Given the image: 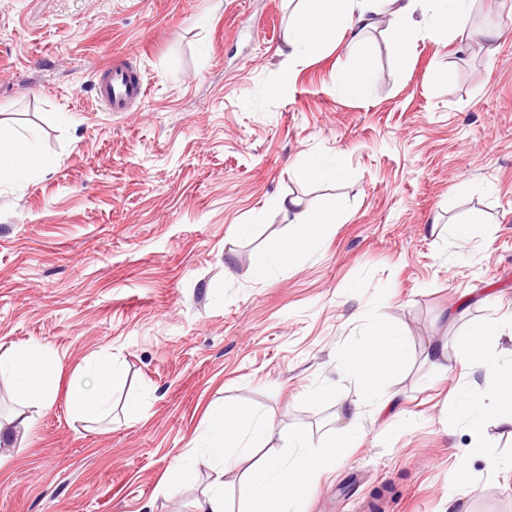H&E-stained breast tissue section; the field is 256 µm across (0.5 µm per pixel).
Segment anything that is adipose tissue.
I'll return each mask as SVG.
<instances>
[{"instance_id": "adipose-tissue-1", "label": "adipose tissue", "mask_w": 512, "mask_h": 512, "mask_svg": "<svg viewBox=\"0 0 512 512\" xmlns=\"http://www.w3.org/2000/svg\"><path fill=\"white\" fill-rule=\"evenodd\" d=\"M470 3L471 0H316L312 8L292 16L286 45L290 54L316 55L323 51L331 34L342 32L350 43L357 44L368 30L384 21L394 31L397 49L403 53L418 35L439 27L450 28L461 38L470 36ZM48 165L35 141L0 131L1 179H18ZM277 207L290 217L296 230L258 261L254 273L260 278L292 264L301 250L319 243L343 217V205L336 199L311 210L304 208L300 198L283 196ZM505 328L503 320H489L462 339L466 357L473 367L484 371L487 383L473 385L470 402L453 403L449 411L475 431L487 411L495 415L498 425L512 429V357L496 355L488 347L490 339L501 336ZM405 362V338L381 327L367 332L364 340L341 358L347 371L380 396L378 409L382 412L394 405L388 388ZM54 375L55 359L47 348L22 345L0 356V377L9 381L17 403L16 410L0 421V442L12 440L13 429H32L35 412L51 408L61 398ZM123 376L122 365L115 362L87 366L83 374L71 379L62 398L76 419H105L112 412L113 388ZM275 437L286 443L288 451L265 458L250 474L245 482L243 512H299V504L315 491L322 474L345 457L351 446L347 435L333 436L328 449L323 450L313 446L303 433L277 424L269 414L217 407L210 413L201 453L180 457L168 470L165 484H189L199 469H208L214 479L195 500L194 512H229L225 475L235 471L252 448Z\"/></svg>"}]
</instances>
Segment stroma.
Here are the masks:
<instances>
[{"instance_id": "obj_1", "label": "stroma", "mask_w": 512, "mask_h": 512, "mask_svg": "<svg viewBox=\"0 0 512 512\" xmlns=\"http://www.w3.org/2000/svg\"><path fill=\"white\" fill-rule=\"evenodd\" d=\"M305 5L0 0V125L52 162L0 182V354L49 348L61 390L93 360L125 369L105 421L62 400L37 414L0 469V512H192L212 473L162 481L212 408L273 413L319 446L346 398L364 402L354 446L302 512H366L379 491L381 512H512V433L489 420L474 436L445 410L484 379L459 336L512 317V10L473 0L491 40L444 27L402 55L383 23L362 47L336 35L285 59ZM361 48L377 78L348 93L338 75ZM123 62L147 94L113 112L94 87ZM315 157L347 180L298 177ZM288 195L341 199L344 219L256 278L292 229L276 207ZM475 212L483 223L458 243L448 226ZM378 323L409 357L381 414L338 365ZM432 339L447 369L426 361ZM135 397L147 405L134 418Z\"/></svg>"}]
</instances>
